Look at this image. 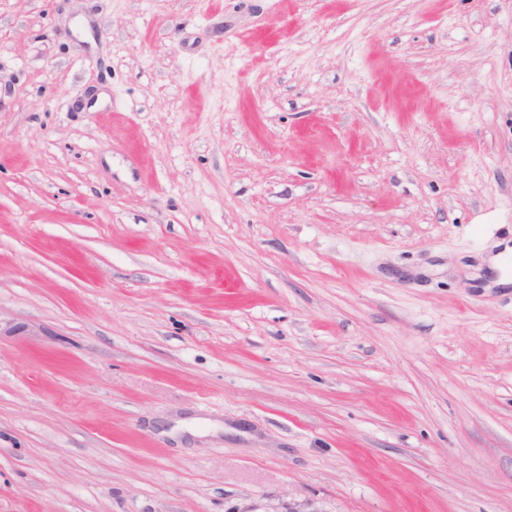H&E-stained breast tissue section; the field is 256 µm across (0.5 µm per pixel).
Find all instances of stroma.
Returning <instances> with one entry per match:
<instances>
[{
    "instance_id": "stroma-1",
    "label": "stroma",
    "mask_w": 512,
    "mask_h": 512,
    "mask_svg": "<svg viewBox=\"0 0 512 512\" xmlns=\"http://www.w3.org/2000/svg\"><path fill=\"white\" fill-rule=\"evenodd\" d=\"M512 0H0V512H512Z\"/></svg>"
}]
</instances>
